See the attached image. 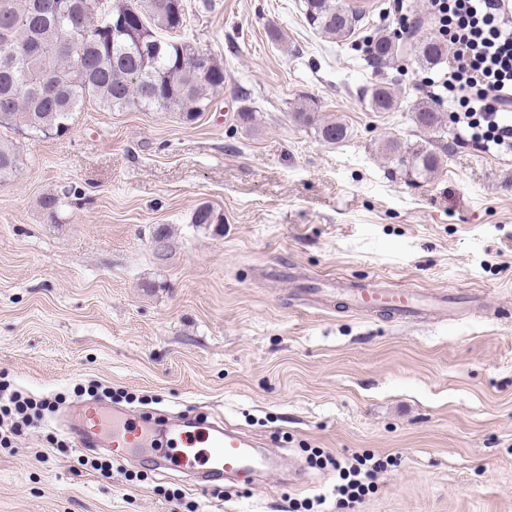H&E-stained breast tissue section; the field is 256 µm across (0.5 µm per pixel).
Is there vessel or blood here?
<instances>
[{"label":"vessel or blood","mask_w":512,"mask_h":512,"mask_svg":"<svg viewBox=\"0 0 512 512\" xmlns=\"http://www.w3.org/2000/svg\"><path fill=\"white\" fill-rule=\"evenodd\" d=\"M344 295L358 313H380L394 320H421L453 312L456 297L446 292L418 293L404 288L365 284L355 288L337 282L335 289H307L312 300H326L331 293ZM73 442L81 448L108 446L113 459L120 460L137 448L155 447L157 440L169 443L172 452L161 456V464H174L188 472L202 471L212 480L251 470L257 457L254 443L246 435L224 424L185 417L176 422L145 417L130 411L90 403L83 405L67 426Z\"/></svg>","instance_id":"obj_1"}]
</instances>
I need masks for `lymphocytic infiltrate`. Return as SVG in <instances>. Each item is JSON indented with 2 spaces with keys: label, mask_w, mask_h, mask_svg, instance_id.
I'll return each instance as SVG.
<instances>
[{
  "label": "lymphocytic infiltrate",
  "mask_w": 512,
  "mask_h": 512,
  "mask_svg": "<svg viewBox=\"0 0 512 512\" xmlns=\"http://www.w3.org/2000/svg\"><path fill=\"white\" fill-rule=\"evenodd\" d=\"M437 37L448 46L441 84L464 113L473 138L512 150V0H428ZM41 404L0 383V443L8 442L36 417ZM381 460L356 457L340 469L336 512H351L373 487Z\"/></svg>",
  "instance_id": "f902f5d3"
}]
</instances>
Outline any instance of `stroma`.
Instances as JSON below:
<instances>
[{
  "instance_id": "stroma-1",
  "label": "stroma",
  "mask_w": 512,
  "mask_h": 512,
  "mask_svg": "<svg viewBox=\"0 0 512 512\" xmlns=\"http://www.w3.org/2000/svg\"><path fill=\"white\" fill-rule=\"evenodd\" d=\"M368 2L334 42L304 0H186V38L226 76L196 121L88 101L64 136L0 134L23 159L0 183V373L64 398L0 446V512H334L328 460L354 453L393 464L352 512H512V152L448 120L418 127V103L448 111L422 83L438 71L409 40L366 57L362 41L395 26L393 0ZM375 85L393 111L371 109ZM303 104L346 140L296 125ZM391 138L438 153V170L405 175L381 150ZM203 203L219 223L193 224ZM336 277L479 292L494 313L394 321L297 302ZM91 382L137 413L223 418L275 464L214 487L154 469L148 448L93 470L106 449L64 428Z\"/></svg>"
}]
</instances>
